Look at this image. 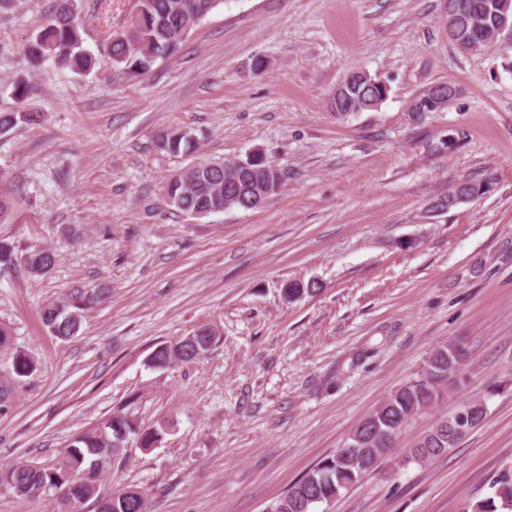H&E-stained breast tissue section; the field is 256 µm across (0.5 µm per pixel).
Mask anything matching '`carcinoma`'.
Here are the masks:
<instances>
[{
  "label": "carcinoma",
  "mask_w": 512,
  "mask_h": 512,
  "mask_svg": "<svg viewBox=\"0 0 512 512\" xmlns=\"http://www.w3.org/2000/svg\"><path fill=\"white\" fill-rule=\"evenodd\" d=\"M223 0H132L129 23L107 37L105 53L95 54L84 47L81 13L82 0H53L47 14L23 48L31 70L46 63L55 69L83 75L107 64L135 74L158 58L172 54L178 45ZM512 18V0H458L455 25L466 35L474 26L486 28L484 42L498 41L494 36L498 18ZM13 107L0 110V136L17 126L40 118L27 108L32 92L30 80L18 75L9 84ZM388 93L370 75L353 70L344 78L343 90L332 93L330 111L349 116L377 109ZM444 103L423 90L412 102L417 117L437 112ZM158 148L170 154H190L195 149L192 134L173 129L158 139ZM284 174H276L271 165L259 163L249 156L245 160L225 164L222 159H201L170 174L163 203L188 216L205 217L226 209L246 208L245 202L256 196L261 183H282ZM20 261L31 278L46 274L56 263L49 249L36 247L19 257L8 243L0 240V265ZM105 290L76 287L61 300L47 303L41 310L42 324L56 338L67 340L77 335L84 312L98 304ZM194 340L157 347L148 366L164 369L174 362H190L210 351L218 336L208 325L193 332ZM463 365V353L455 343L434 350L421 372L390 394L367 415L335 454L318 462L275 504L272 512H312L314 505L340 495L359 482L393 451L392 446L371 443L376 430H400L412 417L428 409L437 400L439 388L457 380ZM35 370L34 361L17 352L10 365L11 381L0 384V410L15 398V387ZM466 418L454 414L439 420L413 447L405 450L402 461L418 465L430 462L455 447L462 434L457 429H473L486 415V402L473 398L467 402ZM161 429H138L120 415L92 425L75 435L68 444L59 467H47L34 461L0 465V485L26 498H39L54 491L76 503L89 500L97 512H147L142 491L129 487L108 496L99 494L100 478L112 466V459L128 449V439L136 436L142 448H150L162 440ZM493 493L477 506L478 512H512V465L494 477Z\"/></svg>",
  "instance_id": "obj_1"
}]
</instances>
